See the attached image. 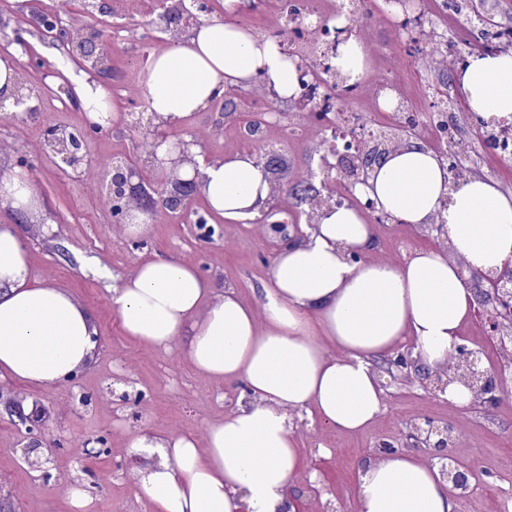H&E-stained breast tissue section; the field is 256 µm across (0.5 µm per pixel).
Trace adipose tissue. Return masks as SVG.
<instances>
[{
    "label": "adipose tissue",
    "mask_w": 512,
    "mask_h": 512,
    "mask_svg": "<svg viewBox=\"0 0 512 512\" xmlns=\"http://www.w3.org/2000/svg\"><path fill=\"white\" fill-rule=\"evenodd\" d=\"M240 2L224 0L225 17L201 19L150 54L143 94L154 125L178 127L224 93L255 85L282 103L300 94L299 59L237 21ZM327 24L342 32L333 66L359 81L369 51L356 25L343 12ZM455 81L476 119L512 122L511 50L468 55ZM76 97L92 123L109 125L107 85L84 78ZM180 144L198 158L192 137L157 140L158 180H167ZM178 176L227 221L261 218L272 200L271 175L254 153L198 158ZM354 194L403 224L443 223L446 244L411 249L398 262L377 257L375 225L358 208L334 204L275 255L261 306L184 259L141 261L113 287L127 336L154 349L179 347L202 375L244 384L236 410L203 434L143 431L128 440L137 459L130 476L151 512H297L288 495L302 465L297 419L342 434L369 428L384 395L373 362L404 342L420 369L456 363L460 333L477 310L470 270L512 265V193L487 176L451 183L438 152L412 141L373 165ZM35 196L19 169L0 178V206L41 222ZM458 255L467 269L456 265ZM96 334L87 309L34 273L19 224H0V379L30 390L64 384L90 360ZM356 486L359 512H460L435 460L367 457Z\"/></svg>",
    "instance_id": "ef3b65f1"
}]
</instances>
